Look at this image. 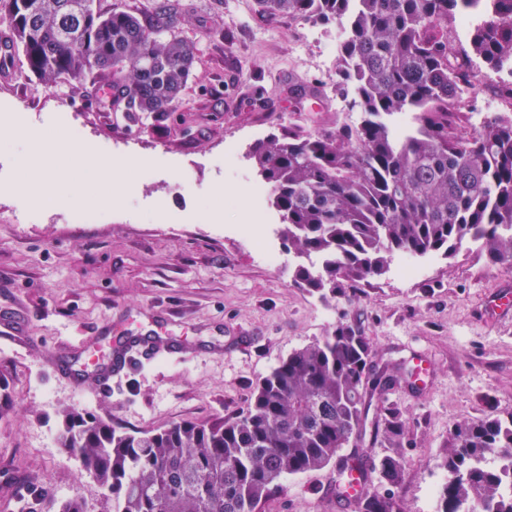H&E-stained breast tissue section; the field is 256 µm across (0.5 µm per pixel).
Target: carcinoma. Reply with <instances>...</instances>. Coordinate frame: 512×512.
Here are the masks:
<instances>
[{"mask_svg": "<svg viewBox=\"0 0 512 512\" xmlns=\"http://www.w3.org/2000/svg\"><path fill=\"white\" fill-rule=\"evenodd\" d=\"M269 17L334 22L345 31L339 74L362 122L316 133L292 130L247 152L270 191L288 249L308 258L293 281L327 302L344 283L381 276L396 253L450 257L473 242L512 266V118L470 134L455 117L475 84L463 59L512 65V0H255ZM476 10L468 47L450 36ZM158 10L99 12L95 0H0L17 53L45 87L100 74L115 103L163 114L181 98L197 58L194 42L148 27ZM396 115L405 125L392 123ZM411 369L378 371L363 330L340 325L279 360L236 418L182 421L128 432L74 406L59 410L58 440L107 491L112 512H261L286 476L332 467L350 512H399L406 423L385 395ZM385 452L365 464L367 446ZM352 447L344 456L341 451ZM441 466L436 512H512V416L459 423ZM386 487L379 492L374 484ZM84 512L77 497L48 499Z\"/></svg>", "mask_w": 512, "mask_h": 512, "instance_id": "carcinoma-1", "label": "carcinoma"}]
</instances>
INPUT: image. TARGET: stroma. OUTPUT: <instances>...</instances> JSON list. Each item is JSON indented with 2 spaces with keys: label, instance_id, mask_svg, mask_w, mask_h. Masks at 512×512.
<instances>
[{
  "label": "stroma",
  "instance_id": "35a3bbf8",
  "mask_svg": "<svg viewBox=\"0 0 512 512\" xmlns=\"http://www.w3.org/2000/svg\"><path fill=\"white\" fill-rule=\"evenodd\" d=\"M161 2L198 48L180 106L163 116L126 121L107 82L93 76L48 89L14 67L0 71L1 126L20 111L37 144L76 131L100 156L143 158L152 170L86 222L78 214L92 200L79 172L70 176L73 197L51 208L26 204L13 192L25 174L14 152L0 149V375L12 400L0 415V498L26 489L33 503L77 496L86 512H108L104 490L58 443L62 406L130 432L236 417L281 358L357 323L377 362L429 356L423 389L401 382L390 399L406 421L400 510L435 512L450 430L512 412V306L499 302L512 293V267L466 243L451 258H420L414 279L394 256L386 274L326 304L297 287L277 212L246 193L257 173L243 154L272 133L335 126L326 98L300 100L296 90L338 81L336 26L320 25L311 43L308 22L263 17L253 0ZM228 146L239 157L225 158ZM217 197L222 207L199 219ZM255 209L257 235L284 265L261 262L243 235ZM21 211L29 222L16 223ZM151 335L184 343L186 358L131 365L104 395L76 391L88 354ZM335 478L331 468L286 477L262 512H346Z\"/></svg>",
  "mask_w": 512,
  "mask_h": 512
}]
</instances>
